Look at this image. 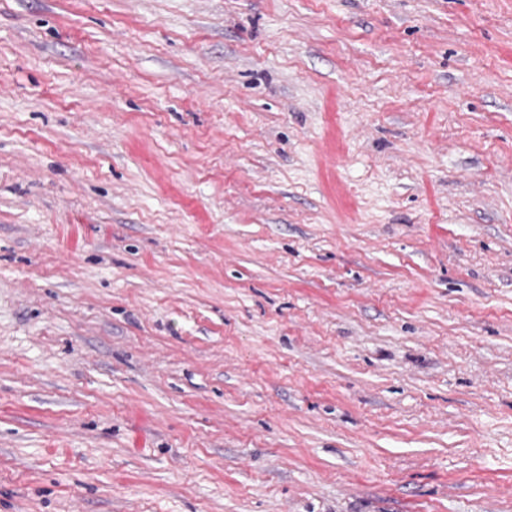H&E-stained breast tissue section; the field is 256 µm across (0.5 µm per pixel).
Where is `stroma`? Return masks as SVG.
Instances as JSON below:
<instances>
[{
    "mask_svg": "<svg viewBox=\"0 0 512 512\" xmlns=\"http://www.w3.org/2000/svg\"><path fill=\"white\" fill-rule=\"evenodd\" d=\"M0 512H512V0H0Z\"/></svg>",
    "mask_w": 512,
    "mask_h": 512,
    "instance_id": "1",
    "label": "stroma"
}]
</instances>
